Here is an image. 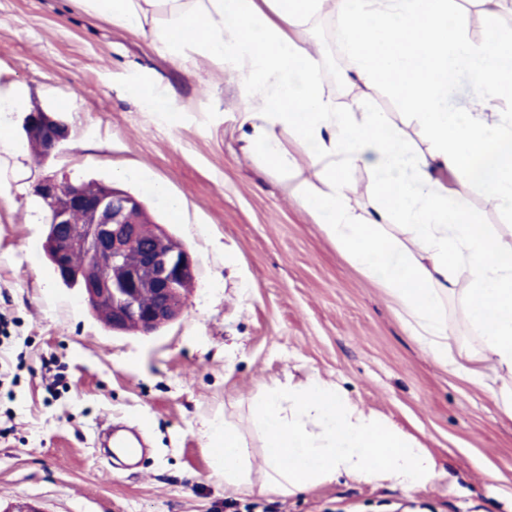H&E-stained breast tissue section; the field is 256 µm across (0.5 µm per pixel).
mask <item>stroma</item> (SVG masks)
<instances>
[{
	"label": "stroma",
	"mask_w": 512,
	"mask_h": 512,
	"mask_svg": "<svg viewBox=\"0 0 512 512\" xmlns=\"http://www.w3.org/2000/svg\"><path fill=\"white\" fill-rule=\"evenodd\" d=\"M336 24L315 18L308 48L343 108ZM147 79L171 92L173 111L141 101ZM18 97L12 141L23 176L0 178V512H512V418L433 360L384 289L241 152L231 69L197 55L177 65L79 0H0V106ZM370 97L413 150H426L400 102L382 88ZM38 108L70 131L47 160L22 129ZM45 177L133 194L191 253L178 321L149 336L113 332L81 288L57 278L34 192ZM314 372L426 448L437 478L408 493L349 479L288 497L225 487L211 426L240 428L261 483L250 403ZM106 420L145 425L146 468L99 457L93 433Z\"/></svg>",
	"instance_id": "35a3bbf8"
}]
</instances>
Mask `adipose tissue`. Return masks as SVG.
<instances>
[{
    "instance_id": "ef3b65f1",
    "label": "adipose tissue",
    "mask_w": 512,
    "mask_h": 512,
    "mask_svg": "<svg viewBox=\"0 0 512 512\" xmlns=\"http://www.w3.org/2000/svg\"><path fill=\"white\" fill-rule=\"evenodd\" d=\"M83 11L134 31L174 63L189 55L232 69L243 100L240 148L280 177L283 193L389 295L401 321L441 366L489 389L488 370L512 376V243L478 223L466 188L478 187L512 214V0H476L486 35L471 39L456 0H79ZM332 11L336 42L355 89L346 111L327 95L307 48L311 19ZM465 71L470 110L448 106V76ZM388 90L429 146L409 150L386 112L366 109V90ZM301 148L293 153L285 138ZM373 175L370 212L352 202L350 169ZM401 226L397 239L388 228ZM467 267L462 295L478 349L452 348L444 302ZM491 389V388H490ZM264 435L266 488L304 493L345 477L405 492L433 481L435 463L395 425L348 402L311 374L304 384L267 387L251 407ZM225 485L252 487L248 450L232 423L213 429Z\"/></svg>"
}]
</instances>
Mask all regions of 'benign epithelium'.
<instances>
[{
    "label": "benign epithelium",
    "mask_w": 512,
    "mask_h": 512,
    "mask_svg": "<svg viewBox=\"0 0 512 512\" xmlns=\"http://www.w3.org/2000/svg\"><path fill=\"white\" fill-rule=\"evenodd\" d=\"M23 128L45 159L70 136L43 110L28 113ZM35 192L49 209L44 250L55 273L81 285L89 306L109 314L112 331L150 335L182 317V291L195 261L161 225L141 216L139 199L109 186L89 194L81 184L53 179L40 180Z\"/></svg>",
    "instance_id": "7a95c632"
}]
</instances>
